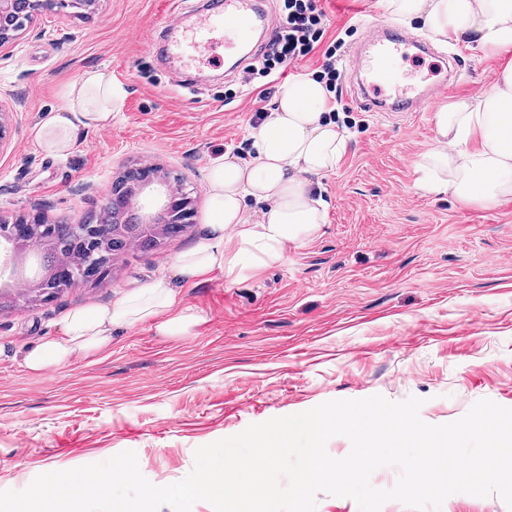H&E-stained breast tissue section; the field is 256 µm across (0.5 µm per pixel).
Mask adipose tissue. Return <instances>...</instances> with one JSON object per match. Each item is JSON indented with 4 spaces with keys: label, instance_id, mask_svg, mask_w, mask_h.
Listing matches in <instances>:
<instances>
[{
    "label": "adipose tissue",
    "instance_id": "ef3b65f1",
    "mask_svg": "<svg viewBox=\"0 0 512 512\" xmlns=\"http://www.w3.org/2000/svg\"><path fill=\"white\" fill-rule=\"evenodd\" d=\"M385 8L393 21L419 23L436 41H470L501 61L482 95L453 97L435 108V144L416 163L419 187L466 205L512 196V0H385ZM65 94L73 102L71 118L50 115L36 133L57 154L71 149L80 128L109 125L121 103L120 87L102 71L84 73ZM330 109V92L312 77L278 87L275 109L255 132L253 159L227 158L209 169L205 237L173 263L182 281L213 275L237 281L283 263L289 244L320 232L327 203L313 180L335 170L347 146ZM253 203L266 207L262 223L248 216ZM149 321L159 335L189 336L201 319L159 280L114 304L72 311L63 336L27 349L23 365L46 373L73 356L107 351L113 329Z\"/></svg>",
    "mask_w": 512,
    "mask_h": 512
}]
</instances>
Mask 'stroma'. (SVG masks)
<instances>
[{
	"label": "stroma",
	"instance_id": "35a3bbf8",
	"mask_svg": "<svg viewBox=\"0 0 512 512\" xmlns=\"http://www.w3.org/2000/svg\"><path fill=\"white\" fill-rule=\"evenodd\" d=\"M198 0H99L77 18L42 11L0 47V218L35 210L79 223L126 166L179 174L195 202L187 233L157 251L129 250L102 283L80 285L22 310L0 309V491L38 475L135 452L143 476L165 486L194 466L197 448L252 424L337 399L422 398L421 419L441 425L478 400L512 408V196L463 205L416 186L418 157L434 144L433 112H370L354 105L348 58L342 100L347 150L320 180L327 219L288 258L231 283L187 284L174 258L196 246L207 220L212 163L252 153L255 110H271L222 60L240 53L215 36L184 72L147 41L173 12ZM327 36L361 39L386 23L383 0H321ZM449 94L475 97L494 61L454 48ZM101 70L124 89L110 125L81 131L63 156L35 131L68 116L67 85ZM163 278L201 323L194 335H158L152 324L112 332L109 351L47 374L21 364L24 347L64 333L74 309L117 301Z\"/></svg>",
	"mask_w": 512,
	"mask_h": 512
}]
</instances>
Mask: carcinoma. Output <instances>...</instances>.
I'll list each match as a JSON object with an SVG mask.
<instances>
[{
  "mask_svg": "<svg viewBox=\"0 0 512 512\" xmlns=\"http://www.w3.org/2000/svg\"><path fill=\"white\" fill-rule=\"evenodd\" d=\"M157 173L159 169L156 167L151 170L142 167L125 170L118 180L120 196L128 200L138 195L142 184ZM112 196L113 190L104 191L109 203L81 221L80 231L71 224L52 223L40 216L21 217L12 224H0V240L13 244L35 240L40 254L42 273L36 278V288L21 297L14 296L11 306H16L21 299L28 305L40 297L61 292L62 285L72 281L92 256L106 253L118 260L129 250L132 241L143 252L156 250L165 240L188 228L186 224L173 223L168 213L157 214L153 224H142L135 211L114 206Z\"/></svg>",
  "mask_w": 512,
  "mask_h": 512,
  "instance_id": "obj_1",
  "label": "carcinoma"
}]
</instances>
